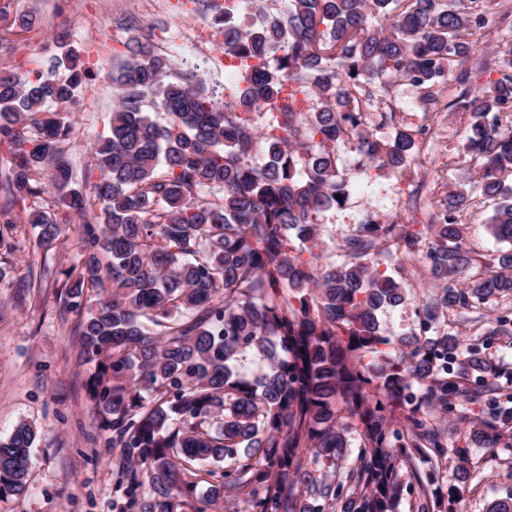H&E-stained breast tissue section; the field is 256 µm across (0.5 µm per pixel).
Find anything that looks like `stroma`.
I'll use <instances>...</instances> for the list:
<instances>
[{
    "label": "stroma",
    "mask_w": 512,
    "mask_h": 512,
    "mask_svg": "<svg viewBox=\"0 0 512 512\" xmlns=\"http://www.w3.org/2000/svg\"><path fill=\"white\" fill-rule=\"evenodd\" d=\"M144 0H105L103 9L84 10L67 24L68 41L81 58H90L97 40L116 38L117 51H124L131 38L155 33L167 40L163 54L172 74L197 69L204 87L218 94L235 89L239 76L223 69V53L210 43L200 54L184 55L180 49L186 21L171 11L146 14ZM7 16L0 19V34L6 36L8 51L0 53V68L23 62L33 53L42 65H49L58 52L52 40L59 25L52 0H0ZM33 11L38 31L12 27L9 18ZM115 63L106 58L94 66V76L79 90L71 110L74 114V142L68 159L76 183H84L90 166L91 149L109 130L115 97L109 74ZM392 105L396 119L432 129L423 154L400 173H369L354 179L345 206L325 211L321 231L325 241L322 263L337 260V246L368 213L387 219L404 218L407 193L414 185L424 189L457 188L466 178L463 143L467 118L455 112L424 113L413 86L396 84L382 98ZM11 235L13 251L0 250V269L7 274L0 282V439L7 438L21 421L37 430L32 449L30 485L19 496L0 499V512H120L121 495L115 490L112 460L115 450L100 430V420L88 398L86 382L93 371L81 347L78 325L82 313L65 307L61 298L66 273L77 255L82 236L80 220H72L61 241L52 248L39 247L36 234L25 218L22 206ZM491 212L488 203L475 200L465 213V243L476 258L490 262L501 246L487 228ZM28 287H14L18 278ZM512 321V296L494 297L487 303L452 314V328L465 343L476 345L482 354L512 367V338L492 335L497 319ZM476 405L456 406L437 423L452 452L439 464L445 482H453L463 460L474 466L457 505L458 512H488L490 504L512 489V452L484 448L471 442L466 420L476 414ZM466 449L467 458L455 455Z\"/></svg>",
    "instance_id": "stroma-1"
}]
</instances>
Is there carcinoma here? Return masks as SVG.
Segmentation results:
<instances>
[{"instance_id": "obj_1", "label": "carcinoma", "mask_w": 512, "mask_h": 512, "mask_svg": "<svg viewBox=\"0 0 512 512\" xmlns=\"http://www.w3.org/2000/svg\"><path fill=\"white\" fill-rule=\"evenodd\" d=\"M485 4L289 0L273 14L228 0L220 49L242 85L224 103L137 41L111 72L110 132L81 187L65 153L73 112L48 108L76 103L86 73L67 33L54 35L63 52L44 77L0 69V224L28 205L49 249L61 207L85 220L64 303L87 310L88 394L119 449L126 512H209L226 491L245 512H398L405 487L414 512H437L461 487L415 461L448 454L428 416L459 402L479 405L471 440L512 449V371L448 326L451 311L512 295V249L459 287L476 264L459 220L473 195L492 203L488 230L512 246V131L498 120L512 108V40L464 67ZM397 81L418 89L425 113L468 116L477 177L439 197L419 230L368 215L323 266L320 217L346 204L353 178L339 147L353 145L364 173L402 172L420 152L423 126L398 124L386 140L367 129ZM257 148L263 167L250 162ZM412 261L438 291L418 306L419 328L392 339L377 312L416 299L403 278ZM35 440L27 422L0 440V499L26 491Z\"/></svg>"}]
</instances>
